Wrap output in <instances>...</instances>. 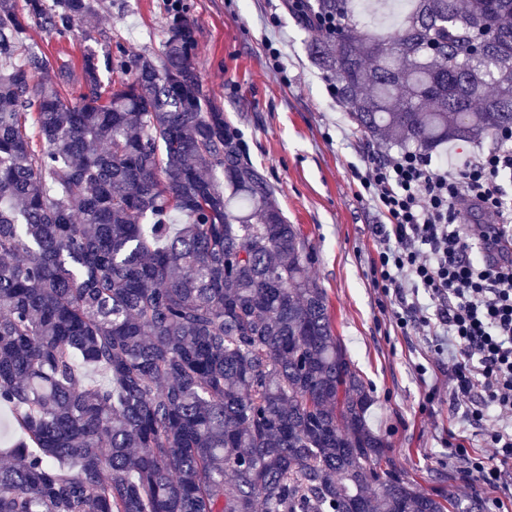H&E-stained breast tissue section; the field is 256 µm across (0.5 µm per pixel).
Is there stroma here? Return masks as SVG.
<instances>
[{
    "mask_svg": "<svg viewBox=\"0 0 512 512\" xmlns=\"http://www.w3.org/2000/svg\"><path fill=\"white\" fill-rule=\"evenodd\" d=\"M198 26L196 68L237 129L243 150L275 187L290 223L314 248L310 276L325 289L335 334L369 387V424L388 443L393 467L436 495L477 498L482 512H512V497L468 474L446 446L461 408L448 403V374L426 401L420 367L447 362L436 344L412 328L401 332L374 290L369 269L377 242L375 210L357 197L350 167L364 152H388L361 132L345 102L331 98L329 77L309 53L310 34L284 0H183ZM166 0H94V12L68 38L33 27L34 50L80 60L84 50L112 48L157 56L167 24ZM278 41L283 70L273 68L266 40Z\"/></svg>",
    "mask_w": 512,
    "mask_h": 512,
    "instance_id": "1",
    "label": "stroma"
}]
</instances>
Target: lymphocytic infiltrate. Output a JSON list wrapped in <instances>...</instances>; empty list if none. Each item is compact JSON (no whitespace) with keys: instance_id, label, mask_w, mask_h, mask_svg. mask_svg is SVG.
Returning a JSON list of instances; mask_svg holds the SVG:
<instances>
[{"instance_id":"obj_1","label":"lymphocytic infiltrate","mask_w":512,"mask_h":512,"mask_svg":"<svg viewBox=\"0 0 512 512\" xmlns=\"http://www.w3.org/2000/svg\"><path fill=\"white\" fill-rule=\"evenodd\" d=\"M351 172L360 199L384 219L375 228L371 284L398 328H426L446 345L450 396L493 450L468 456L469 468L483 485L500 486V465L512 460V248L504 244L512 239V199L498 181L512 172V147L457 161L367 152ZM472 209L490 223H463L462 211ZM421 291L429 305L419 302Z\"/></svg>"}]
</instances>
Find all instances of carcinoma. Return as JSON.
<instances>
[{
  "label": "carcinoma",
  "mask_w": 512,
  "mask_h": 512,
  "mask_svg": "<svg viewBox=\"0 0 512 512\" xmlns=\"http://www.w3.org/2000/svg\"><path fill=\"white\" fill-rule=\"evenodd\" d=\"M286 6L364 132L429 153L512 126V0H409L385 37L353 0ZM92 11L0 0V405L23 436L0 512H480L389 466L180 0L157 58L90 51L76 75L23 52L27 26L66 37ZM483 20L499 37L475 59Z\"/></svg>",
  "instance_id": "cac0c4a2"
}]
</instances>
